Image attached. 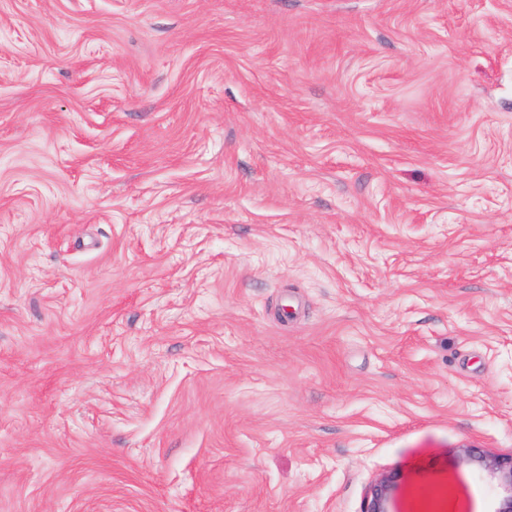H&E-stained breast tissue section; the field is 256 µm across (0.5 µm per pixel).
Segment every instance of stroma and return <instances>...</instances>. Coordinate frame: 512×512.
Masks as SVG:
<instances>
[{"mask_svg": "<svg viewBox=\"0 0 512 512\" xmlns=\"http://www.w3.org/2000/svg\"><path fill=\"white\" fill-rule=\"evenodd\" d=\"M512 453V0H0V512H360ZM400 491V478L398 475H386L372 483L364 498L360 512H391V502Z\"/></svg>", "mask_w": 512, "mask_h": 512, "instance_id": "1", "label": "stroma"}]
</instances>
